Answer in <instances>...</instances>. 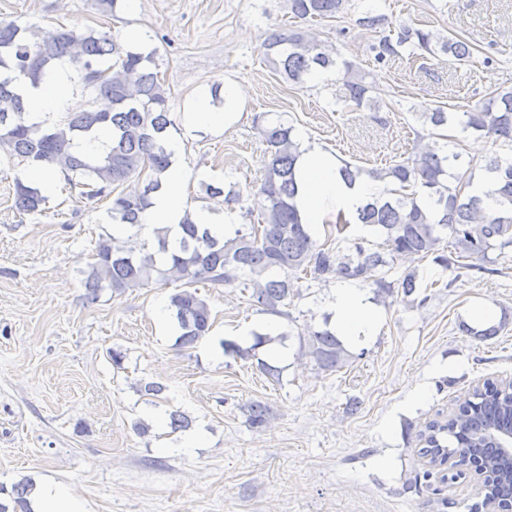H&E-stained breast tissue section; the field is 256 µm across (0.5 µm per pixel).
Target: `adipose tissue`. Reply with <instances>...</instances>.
<instances>
[{
	"label": "adipose tissue",
	"instance_id": "ef3b65f1",
	"mask_svg": "<svg viewBox=\"0 0 512 512\" xmlns=\"http://www.w3.org/2000/svg\"><path fill=\"white\" fill-rule=\"evenodd\" d=\"M68 73L55 67L46 71L38 82L23 80L17 87L32 120L53 124L65 114L77 111L80 102L67 87ZM244 102L243 92L233 82L224 85V102L216 104L210 97H198L183 118L181 137L168 140L170 165L161 176V188L146 212L147 223L178 230L184 217L194 223L210 225L214 232L228 234L236 222L233 212L216 214L208 208L191 205L184 191L186 170L182 163L185 138L202 130L219 131L232 125ZM297 160V194L295 204L302 223L317 234L338 217L353 218L357 209L377 196L382 186L362 176L347 182L341 174L342 164L334 153L295 134ZM336 333L352 341L374 335L379 325V311L361 289L338 287L331 302ZM32 512H85L83 503L60 485L35 484L29 495Z\"/></svg>",
	"mask_w": 512,
	"mask_h": 512
}]
</instances>
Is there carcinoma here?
Segmentation results:
<instances>
[{
  "label": "carcinoma",
  "mask_w": 512,
  "mask_h": 512,
  "mask_svg": "<svg viewBox=\"0 0 512 512\" xmlns=\"http://www.w3.org/2000/svg\"><path fill=\"white\" fill-rule=\"evenodd\" d=\"M290 27L270 30L263 41V58L268 67L286 81L302 85L318 70L336 66L337 49L321 45L301 25L315 20L339 18L351 10V0H287ZM356 24L367 30L385 29L387 15L372 8L358 12ZM422 60L438 54L451 64H463L474 56L475 47L463 36L403 24L397 36H382L370 46L374 61L386 65L400 56L403 47ZM158 50H136L106 33L91 30L76 33L62 28L49 40L36 39L30 26L0 21V156L21 159L31 165L55 166L66 183L80 189L89 200L112 198L109 208L112 236L98 243L93 262L88 264L85 287L87 298L95 301L108 288L114 293L149 288L156 284L180 283L170 296L172 318L178 330L177 345L191 347L209 335L214 320L210 305L193 286L206 282L214 288L236 282L251 291L250 301L261 310L284 314L288 299L295 295L294 280L309 276L314 280L372 283L377 295H391L396 287L404 297L417 293L416 269L405 272L394 284L376 273L395 262L413 263L428 256L448 268L451 260L440 248L441 234L450 233L452 246L465 262L482 261L495 246H512V162L494 157L486 163L490 174L485 196L494 206L485 207L483 198L466 188L471 177L451 171L460 154L448 155L439 142L426 141L416 134L411 154L382 167L364 169L344 163L341 171L348 182L366 175L386 182L384 193L356 212L355 223L371 227L383 237L379 248L362 238L353 243L354 252L342 253L340 243L349 222L329 225L328 236L319 242L299 219L294 198L297 193V145L294 128L278 119L260 128L265 145L264 166L258 192L267 202L257 222L235 230L231 237L212 231L207 225L186 222L176 247L170 245L168 228L152 230L156 249L148 242L128 246L127 233L138 237L144 229L151 197L160 188V175L168 167L170 154L166 140L170 119L169 96L156 65ZM53 61L69 62L76 68L79 84L91 95L82 112L66 115L53 129L25 119V104L15 90L20 76L37 79ZM344 105L351 110L363 107L381 109L372 96L373 86L351 61L342 62ZM424 123L437 129L457 124L461 132H474L512 142V88H496L482 103L463 112L437 108L423 112ZM100 127L112 132V145L101 156L78 151L79 141ZM145 175L138 192L118 191L133 175ZM428 201L424 206L422 201ZM46 198L40 190L18 180L15 208L26 214L42 211ZM502 325L474 327L461 324V330L478 339L498 335ZM253 344L244 349L222 341L224 353L247 359L270 344L273 338L253 332ZM303 355L319 371L343 368L350 353L332 329L308 330ZM248 425L256 430L270 423L271 409L260 401L241 406ZM480 420L500 429L512 428V392L486 380L460 401L448 418L432 420L425 426L426 447L419 454L430 463L460 455V464L475 461L493 476L490 494L482 503L469 507L481 512L491 504L501 509L512 506V458L487 447L486 434L475 429ZM34 483L24 479L14 485L9 501H0V512H31L28 495Z\"/></svg>",
  "instance_id": "cac0c4a2"
}]
</instances>
